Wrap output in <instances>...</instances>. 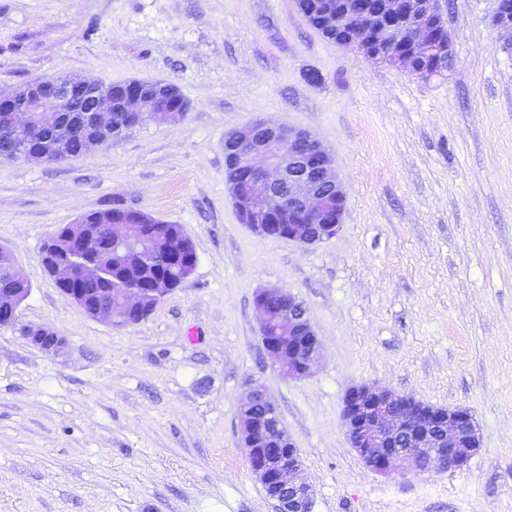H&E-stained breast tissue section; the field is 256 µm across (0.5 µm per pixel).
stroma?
<instances>
[{"instance_id":"stroma-1","label":"stroma","mask_w":512,"mask_h":512,"mask_svg":"<svg viewBox=\"0 0 512 512\" xmlns=\"http://www.w3.org/2000/svg\"><path fill=\"white\" fill-rule=\"evenodd\" d=\"M442 75L374 62L297 0H0V91L35 79L176 85L189 107L61 163L0 159V248L31 292L0 327V512H276L241 446L264 384L300 450L312 512H512V38L496 0H438ZM317 72L319 81L307 78ZM257 119L330 150L347 205L301 246L241 224L224 138ZM120 206L181 225L193 274L141 322L87 316L40 262L81 215ZM302 302L321 358L286 380L261 342L258 289ZM468 408L465 470L382 475L353 448L349 389ZM497 2L490 24L501 33L512 37V0H497ZM21 332L31 344L47 353H57L64 345L63 339L50 328L22 326Z\"/></svg>"}]
</instances>
